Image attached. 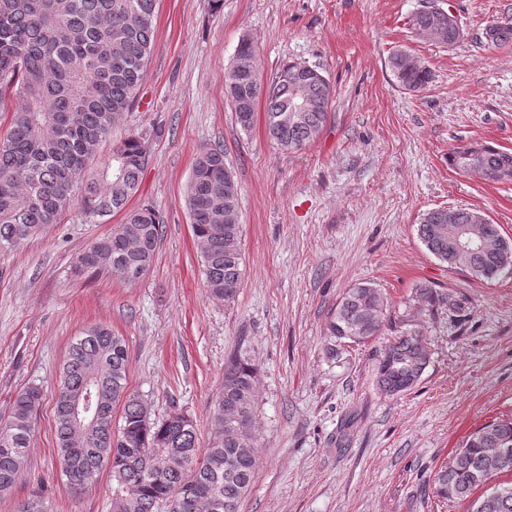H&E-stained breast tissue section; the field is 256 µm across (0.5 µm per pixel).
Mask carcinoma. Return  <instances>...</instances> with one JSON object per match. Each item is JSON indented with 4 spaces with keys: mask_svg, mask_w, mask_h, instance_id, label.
<instances>
[{
    "mask_svg": "<svg viewBox=\"0 0 512 512\" xmlns=\"http://www.w3.org/2000/svg\"><path fill=\"white\" fill-rule=\"evenodd\" d=\"M157 0H0V112L10 113L0 138V252L23 248L59 223L74 192L83 215L97 222L122 211L139 184L147 163L143 137L131 134L113 146L108 161L88 174L100 146L112 136L119 116L130 111L144 79L153 48ZM415 35L426 41L436 33L452 46L464 29L434 12H416ZM512 43V21L493 26L487 44ZM255 44L243 39L226 75L228 100L238 125L249 130L260 97L266 101L270 139L283 151L302 149L327 121L334 101L330 80L284 65L264 86L254 66ZM396 82L415 92L431 82V71L405 52L389 59ZM309 103L298 123L280 126L279 114L294 103ZM450 164L499 182L512 181V152L475 144L453 151ZM187 208L210 296L235 300L242 279L241 231L224 223V210L238 207V185L219 147L201 151L188 185ZM479 210L435 208L418 225L427 251L450 268L491 282L512 270V245L496 243L500 225L488 224L491 243L469 257L457 249L456 230L474 223ZM164 225L151 208L126 213L124 222L96 239L77 258L79 275L117 273L130 266L148 272ZM387 300L371 283L349 289L327 325L328 335L366 343L380 335ZM430 359L427 345L414 332L394 338L377 356L375 381L387 395L414 388ZM257 366L236 357L224 366V381L213 399V437L200 448L196 424L173 412L151 418L145 403L128 389V351L123 337L104 325L86 329L69 345L55 392L54 428L63 475L74 490L88 474L107 467L112 473V512H239L255 479L253 432ZM90 387L98 410V429L76 427L70 403ZM43 391L18 392L0 417V497L9 495L24 470ZM121 408L122 425L112 429ZM500 443L512 459V420L488 423L473 432L454 456L455 467L435 473L437 497L468 504L474 512L482 474L497 469L484 451L485 436ZM480 512H512V481Z\"/></svg>",
    "mask_w": 512,
    "mask_h": 512,
    "instance_id": "obj_1",
    "label": "carcinoma"
}]
</instances>
